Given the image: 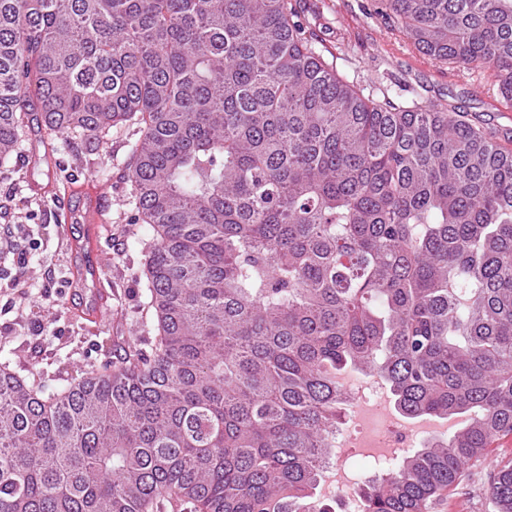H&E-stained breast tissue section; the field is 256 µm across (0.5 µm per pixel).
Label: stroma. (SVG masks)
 I'll return each instance as SVG.
<instances>
[{"instance_id":"1","label":"stroma","mask_w":512,"mask_h":512,"mask_svg":"<svg viewBox=\"0 0 512 512\" xmlns=\"http://www.w3.org/2000/svg\"><path fill=\"white\" fill-rule=\"evenodd\" d=\"M323 57L367 88L402 101L461 106L467 120L512 151V103L491 69L460 70L418 49L382 11L381 0H297ZM132 133L113 130L97 143L48 136L31 125L9 169L0 168V207L8 209L36 249L25 266L0 255V363L45 383L70 378L111 358L118 343L142 335L149 318L140 275L148 225L133 221L124 161ZM97 206L99 226L68 224L65 210ZM85 242L101 269L99 286L74 285L70 271ZM512 459V435L501 437L478 474L435 512H492L485 488L499 462Z\"/></svg>"}]
</instances>
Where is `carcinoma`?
<instances>
[{
  "instance_id": "cac0c4a2",
  "label": "carcinoma",
  "mask_w": 512,
  "mask_h": 512,
  "mask_svg": "<svg viewBox=\"0 0 512 512\" xmlns=\"http://www.w3.org/2000/svg\"><path fill=\"white\" fill-rule=\"evenodd\" d=\"M512 102V0H385ZM134 125L149 335L49 392L0 364V512H336L347 401L462 413L363 490L431 512L512 435V152L454 109L349 82L290 0H0V165ZM512 512V461L488 488Z\"/></svg>"
}]
</instances>
